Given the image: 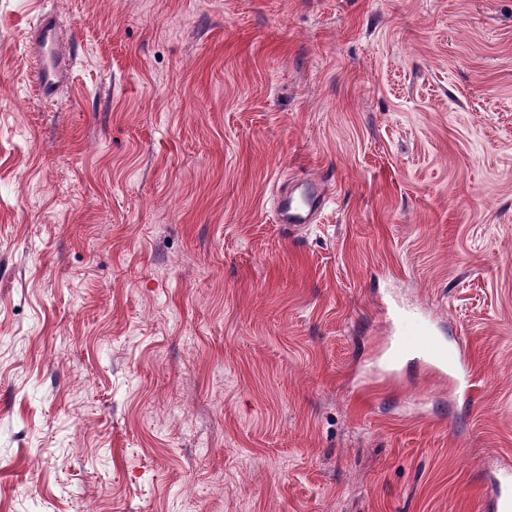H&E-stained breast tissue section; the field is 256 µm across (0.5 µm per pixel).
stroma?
<instances>
[{"label": "stroma", "mask_w": 512, "mask_h": 512, "mask_svg": "<svg viewBox=\"0 0 512 512\" xmlns=\"http://www.w3.org/2000/svg\"><path fill=\"white\" fill-rule=\"evenodd\" d=\"M422 327L466 382L392 358ZM511 470L512 0H0V512H487ZM34 29V49L39 57L37 88L41 95L49 96L56 92L61 82L58 60L62 37L50 19H42ZM328 197L321 182L300 181L279 187L276 214L279 224H311Z\"/></svg>", "instance_id": "stroma-1"}]
</instances>
